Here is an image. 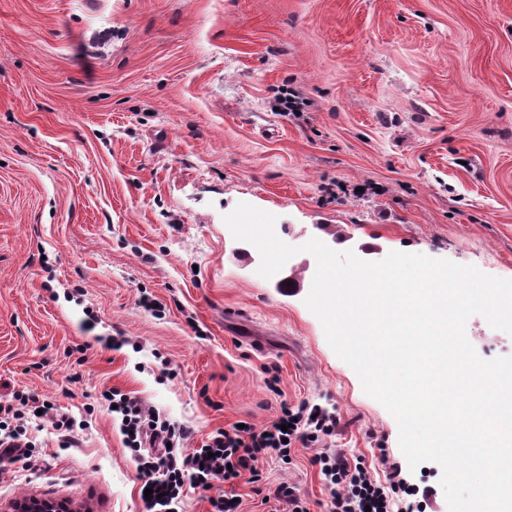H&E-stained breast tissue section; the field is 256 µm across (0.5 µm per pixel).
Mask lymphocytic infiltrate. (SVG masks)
I'll return each mask as SVG.
<instances>
[{
    "mask_svg": "<svg viewBox=\"0 0 512 512\" xmlns=\"http://www.w3.org/2000/svg\"><path fill=\"white\" fill-rule=\"evenodd\" d=\"M101 396L114 405L124 444L134 454L143 485L155 493L145 503L147 512H174L183 487L209 489L218 479L231 484L243 475H257L259 462L268 454L286 457L299 445L314 451L310 463L330 490L331 512H394L406 490L397 467H390L380 481L362 459L329 448L340 420L318 405H282L280 415L264 428L248 423L220 429L202 447L186 453L175 445L190 437L189 427L170 423L140 398L119 390L109 388ZM40 418L57 431L60 447H75L74 418L52 412L46 401L35 396L14 394L12 402L0 404V480L16 465L25 471L40 468L42 459L28 437L33 421Z\"/></svg>",
    "mask_w": 512,
    "mask_h": 512,
    "instance_id": "lymphocytic-infiltrate-1",
    "label": "lymphocytic infiltrate"
}]
</instances>
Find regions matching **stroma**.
I'll return each mask as SVG.
<instances>
[{
	"mask_svg": "<svg viewBox=\"0 0 512 512\" xmlns=\"http://www.w3.org/2000/svg\"><path fill=\"white\" fill-rule=\"evenodd\" d=\"M286 91L299 115H278ZM240 203L300 249L272 278L223 220ZM313 238L512 279V0H0V402L90 422L74 448L36 432L45 465L0 504L144 512L100 398L115 388L189 426L187 449L284 401L325 406L335 447L378 479L387 451L430 488L426 512H448L440 467L409 470L396 420L305 304ZM466 333L512 356L484 317ZM312 454L268 455L232 487L239 512H268L283 482L329 512ZM1 512H80L89 509L77 510L71 509L67 505L63 506L58 502L41 500L35 497L15 499L7 505L0 504Z\"/></svg>",
	"mask_w": 512,
	"mask_h": 512,
	"instance_id": "1",
	"label": "stroma"
}]
</instances>
